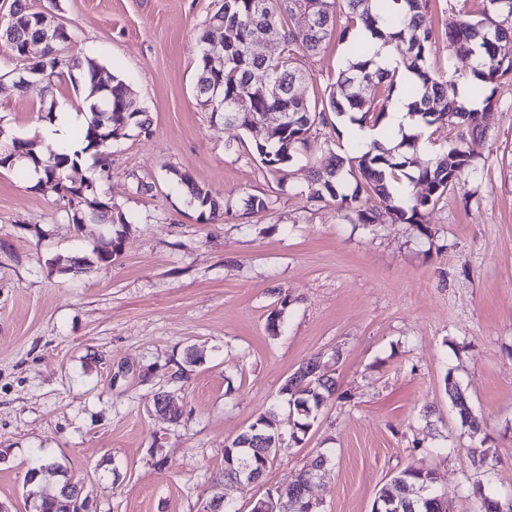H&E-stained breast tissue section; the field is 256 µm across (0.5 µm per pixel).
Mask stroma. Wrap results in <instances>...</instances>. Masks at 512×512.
<instances>
[{"instance_id":"obj_1","label":"stroma","mask_w":512,"mask_h":512,"mask_svg":"<svg viewBox=\"0 0 512 512\" xmlns=\"http://www.w3.org/2000/svg\"><path fill=\"white\" fill-rule=\"evenodd\" d=\"M222 0H27L69 29L64 55L98 58L129 79L151 137L113 141L109 176L95 160L71 171L94 183L128 227L108 265L64 269L104 228L73 224L58 194L0 169V504L29 512L35 455L83 484L96 512H201L220 493L224 447L260 415L282 433L259 482L234 488L239 512L283 487L319 453L317 512H372L381 489L413 467L433 471L452 512H475L469 482L512 497V74L485 134L468 138L478 169L430 207L422 225L351 224L333 200H310L323 146L345 154V125L320 128L285 180L251 153L247 132L195 99L197 41ZM347 57L330 39L297 53L314 99ZM0 54V126L36 137L46 103L81 108L70 76L52 91L12 86ZM224 203L202 220L178 174ZM275 197L248 213L249 197ZM280 311L278 329L268 316ZM198 362L173 379L187 351ZM337 383L302 442L280 389L311 357ZM454 376L483 420L491 471L448 403ZM183 412H153L159 386Z\"/></svg>"}]
</instances>
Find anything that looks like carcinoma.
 Here are the masks:
<instances>
[{
    "instance_id": "carcinoma-1",
    "label": "carcinoma",
    "mask_w": 512,
    "mask_h": 512,
    "mask_svg": "<svg viewBox=\"0 0 512 512\" xmlns=\"http://www.w3.org/2000/svg\"><path fill=\"white\" fill-rule=\"evenodd\" d=\"M429 0H223L222 6L209 19L199 36V62L196 92L200 106L211 114L224 117V122L253 129L254 117L260 112H286L288 122L278 126L271 138L257 142L254 152L262 168L272 174H285L287 168L310 146L311 137L319 127L329 125V115L349 116L353 123L372 120L379 124L387 113V106L400 92L397 72L382 68L367 57L362 46L352 45L345 68L339 73L337 84L341 94L332 89L312 101L296 94L298 85L308 80L307 74L297 66L295 52L315 54L336 27V13L346 16L347 26L339 39H345L356 21L370 31L371 36L385 44L403 47L401 52L406 70L414 82L406 86L410 98L408 114L413 118L418 132L404 138L398 145L387 148L375 141L356 144L353 156L344 158L331 154L326 166L316 169L309 183V197L314 201L328 198L339 201V207L352 223L374 224L376 210L364 206L361 195L376 197L386 204L394 215V222L420 224L423 213L458 184L465 173L475 170L474 157L466 149L465 136L483 131L482 113L495 107L496 86L512 73V0H481L479 12L461 9L436 29L427 20ZM395 10L403 15L402 27L394 32H383L376 20ZM309 16L311 25L294 29L286 20L296 15ZM258 22L275 26L277 41L273 49L262 55L251 51L252 32ZM52 26L48 16L32 12L26 0H13L7 20L0 23V49L11 57L45 73L46 84L78 70L83 75L82 89L85 99L94 109L93 120L81 130L79 138L95 149L96 163L101 172L111 166V141L108 136L124 123L139 127V132L152 134L151 119L137 99L128 79L113 75L108 85L99 83L102 65L90 56L68 57L60 54L58 45L70 41L65 34L61 41L40 43L43 30ZM445 39L455 56L471 60L469 74L480 82L478 105L472 107L458 100V83L463 75L450 72L436 73L430 63L431 54L439 39ZM224 50V72L214 76L208 58L216 49ZM263 73L269 84L263 87L254 77ZM447 124L458 130L457 141L448 149L446 158L431 161L408 171L413 161L406 155L416 150L421 137L419 129L433 124ZM37 143L31 139L11 140L0 147V168L14 165L18 152L24 151L31 161L41 166L45 179L54 178L60 187V199L72 205L68 197L72 184L63 175L64 167L78 165L79 154H50L45 160L34 152ZM356 171L360 179L351 193L339 191L338 179L344 165ZM408 180L419 187L404 206L393 204L395 185ZM177 183L186 187L196 203L199 217L210 220L220 213L222 205L208 191L196 185L186 173L177 175ZM92 184L85 185L81 194V216L105 222L119 220L126 225L123 215H113V206L90 198ZM122 234L117 232L103 238L93 248V259L79 258L73 263L91 268L108 265L119 252ZM326 387L302 384V377L290 376L280 393L292 403L291 430L294 440H300L317 419L316 409L321 402L336 391V381L327 378ZM448 401L458 416L461 427L470 436L480 432L478 416L473 412L459 382L446 378ZM244 436H239L224 448V467L239 468L250 464L253 470L262 471L270 466L274 457L263 456L242 448ZM323 458H317L311 467L301 469L281 489L276 491L272 504L274 512H303L301 498L308 484L311 469H321ZM53 465L41 458L25 475V483L32 486L28 498L35 505V512H77L76 505L62 498L63 485L48 488L41 485L43 473ZM433 472L407 468L383 490L380 498L392 503L390 512H448L447 496L433 490ZM478 500L476 512H490L491 504L500 502L496 490L481 483L473 487Z\"/></svg>"
}]
</instances>
